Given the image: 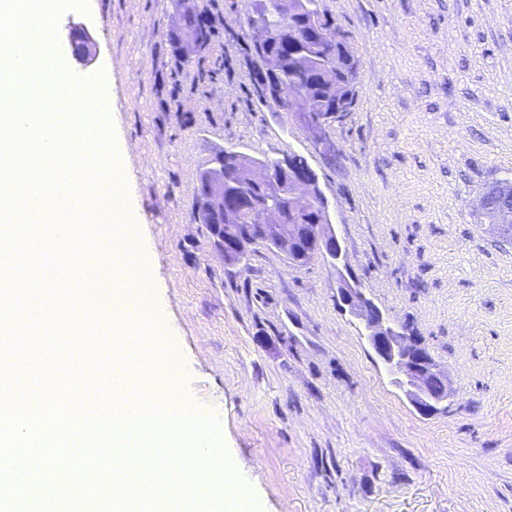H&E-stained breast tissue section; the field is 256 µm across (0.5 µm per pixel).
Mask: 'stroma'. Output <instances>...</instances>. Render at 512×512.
Masks as SVG:
<instances>
[{"label":"stroma","mask_w":512,"mask_h":512,"mask_svg":"<svg viewBox=\"0 0 512 512\" xmlns=\"http://www.w3.org/2000/svg\"><path fill=\"white\" fill-rule=\"evenodd\" d=\"M204 4L211 41L186 65L173 0H95L55 36L100 78L125 144L134 261L177 390L218 418L258 512H512V245L478 212L512 177V0H322L359 60L333 162L259 97L241 0ZM75 28L88 61L71 58ZM228 147L317 172L350 273L447 373L443 411L419 414L396 385L329 258L216 252L194 204Z\"/></svg>","instance_id":"35a3bbf8"}]
</instances>
